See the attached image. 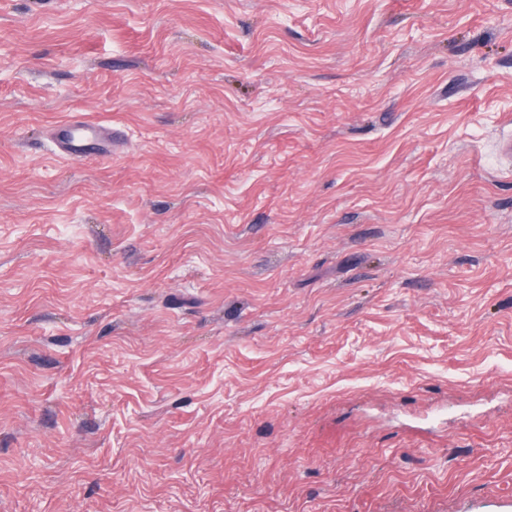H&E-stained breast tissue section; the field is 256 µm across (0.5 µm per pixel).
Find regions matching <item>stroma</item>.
Returning a JSON list of instances; mask_svg holds the SVG:
<instances>
[{
	"label": "stroma",
	"mask_w": 512,
	"mask_h": 512,
	"mask_svg": "<svg viewBox=\"0 0 512 512\" xmlns=\"http://www.w3.org/2000/svg\"><path fill=\"white\" fill-rule=\"evenodd\" d=\"M510 133L512 0H0V512H512ZM60 153L69 158L83 159L89 154L100 155V151L87 149L90 146L102 145L101 152L112 154V132L100 125L68 120L60 124L53 132Z\"/></svg>",
	"instance_id": "35a3bbf8"
}]
</instances>
